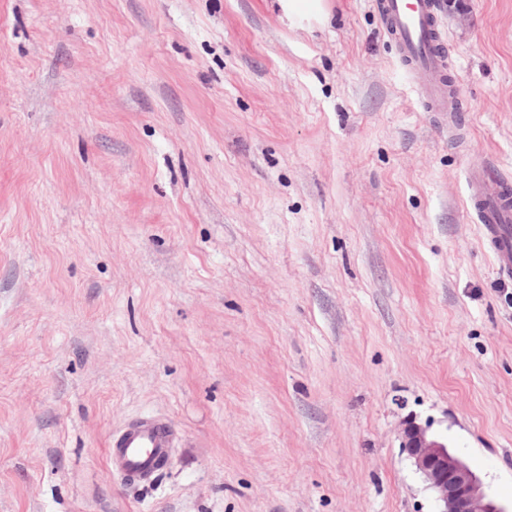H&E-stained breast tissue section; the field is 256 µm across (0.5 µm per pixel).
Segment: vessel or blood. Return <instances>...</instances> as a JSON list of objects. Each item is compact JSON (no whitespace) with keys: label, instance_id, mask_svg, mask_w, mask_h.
<instances>
[{"label":"vessel or blood","instance_id":"b4317fda","mask_svg":"<svg viewBox=\"0 0 512 512\" xmlns=\"http://www.w3.org/2000/svg\"><path fill=\"white\" fill-rule=\"evenodd\" d=\"M382 24L392 38L396 56L430 111L456 120L458 97L448 90L444 36L436 0H376ZM470 206L478 214L485 241L499 275L512 274V203L503 192L512 182L490 176L485 165H472ZM175 443L171 423L159 416L129 422L110 434L108 463L126 480H144L157 473Z\"/></svg>","mask_w":512,"mask_h":512}]
</instances>
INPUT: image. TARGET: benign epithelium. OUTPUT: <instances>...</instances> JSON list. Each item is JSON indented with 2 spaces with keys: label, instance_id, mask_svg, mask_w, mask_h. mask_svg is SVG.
Returning <instances> with one entry per match:
<instances>
[{
  "label": "benign epithelium",
  "instance_id": "obj_1",
  "mask_svg": "<svg viewBox=\"0 0 512 512\" xmlns=\"http://www.w3.org/2000/svg\"><path fill=\"white\" fill-rule=\"evenodd\" d=\"M400 447L435 495V512H507L492 499L469 465L431 432L430 425L405 418L398 432Z\"/></svg>",
  "mask_w": 512,
  "mask_h": 512
}]
</instances>
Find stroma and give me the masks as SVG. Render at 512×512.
<instances>
[{
  "label": "stroma",
  "instance_id": "stroma-1",
  "mask_svg": "<svg viewBox=\"0 0 512 512\" xmlns=\"http://www.w3.org/2000/svg\"><path fill=\"white\" fill-rule=\"evenodd\" d=\"M0 0V512H435L430 423L512 502V0L440 17L457 128L373 0ZM161 415L153 481L107 461ZM471 183L470 206L478 214L483 238L494 254L497 272L502 276L512 273V184L507 179L491 177L483 164H473L469 171ZM507 191L508 203L501 194ZM171 423L159 416L131 421L110 434L108 463L125 480H144L157 473L174 448Z\"/></svg>",
  "mask_w": 512,
  "mask_h": 512
}]
</instances>
